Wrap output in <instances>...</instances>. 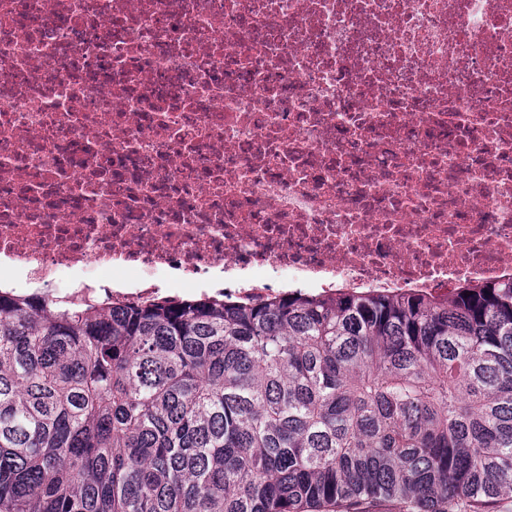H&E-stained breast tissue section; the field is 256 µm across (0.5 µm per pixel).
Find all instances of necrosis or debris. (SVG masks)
Here are the masks:
<instances>
[{
  "mask_svg": "<svg viewBox=\"0 0 512 512\" xmlns=\"http://www.w3.org/2000/svg\"><path fill=\"white\" fill-rule=\"evenodd\" d=\"M50 297L512 279V0H0V261Z\"/></svg>",
  "mask_w": 512,
  "mask_h": 512,
  "instance_id": "obj_1",
  "label": "necrosis or debris"
}]
</instances>
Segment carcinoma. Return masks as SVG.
Returning a JSON list of instances; mask_svg holds the SVG:
<instances>
[{
  "mask_svg": "<svg viewBox=\"0 0 512 512\" xmlns=\"http://www.w3.org/2000/svg\"><path fill=\"white\" fill-rule=\"evenodd\" d=\"M512 494V282L75 304L0 290V512Z\"/></svg>",
  "mask_w": 512,
  "mask_h": 512,
  "instance_id": "carcinoma-1",
  "label": "carcinoma"
}]
</instances>
